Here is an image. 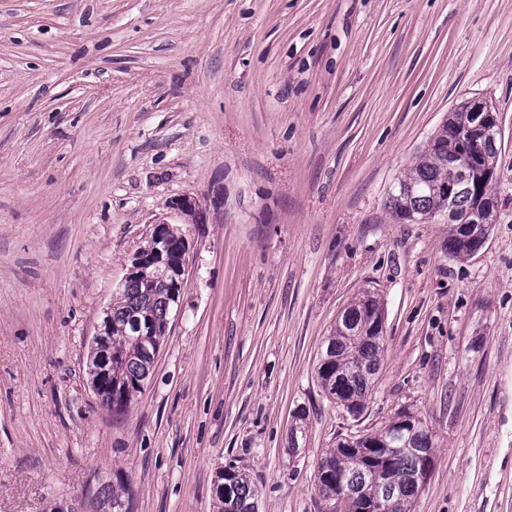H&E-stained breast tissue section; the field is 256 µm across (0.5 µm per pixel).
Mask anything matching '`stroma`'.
<instances>
[{"label":"stroma","instance_id":"stroma-1","mask_svg":"<svg viewBox=\"0 0 512 512\" xmlns=\"http://www.w3.org/2000/svg\"><path fill=\"white\" fill-rule=\"evenodd\" d=\"M475 97L500 118L497 221L452 259L447 215L384 203ZM164 219L186 285L117 415L91 342ZM369 285L386 350L354 419L315 365ZM399 411L436 444L412 512H512V0H0V512H101L104 487L216 512L231 462L259 512H318L320 458ZM294 423L289 428L288 432V448H291L295 453L300 448V440L306 436V423L308 414L306 407H298L294 412Z\"/></svg>","mask_w":512,"mask_h":512}]
</instances>
